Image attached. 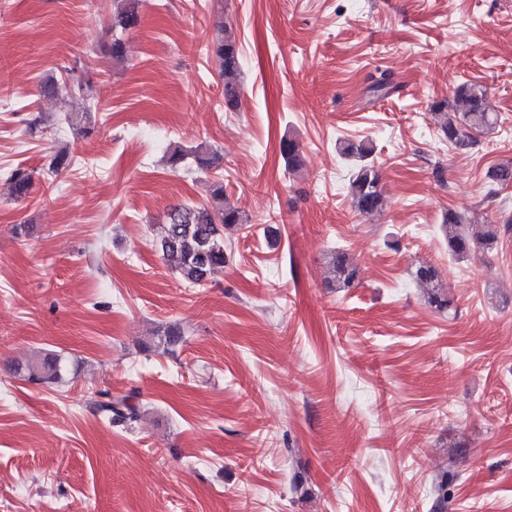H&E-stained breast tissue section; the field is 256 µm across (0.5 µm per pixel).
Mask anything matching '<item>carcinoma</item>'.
<instances>
[{"label":"carcinoma","instance_id":"cac0c4a2","mask_svg":"<svg viewBox=\"0 0 512 512\" xmlns=\"http://www.w3.org/2000/svg\"><path fill=\"white\" fill-rule=\"evenodd\" d=\"M141 0H118L113 15V25L123 30L139 25ZM214 50L220 65V77L224 85V107L235 110L241 97V60L236 32L220 22L217 24ZM369 91L376 95H387L393 91L391 74L382 71L371 76ZM430 118L438 135L454 148L467 150L476 143V136L490 131L497 123V116L486 105L485 92L467 82L459 85L454 98L434 103ZM279 149L294 173L303 166V160L296 139L288 137L280 141ZM374 147L369 141L358 144L346 142L340 147V154L353 161V170L348 182L351 207L360 215L370 217L383 207L381 177L370 160ZM192 159L199 170L212 165L209 148L203 144L187 150L175 147L167 152L166 163L177 170L187 159ZM13 194L22 198L29 194L33 182L25 171L16 169L11 173ZM213 198L221 201L218 207L179 204L171 207L168 220L158 245L165 264L180 278L192 285L207 281L212 274L224 267V230L243 223L241 210L228 202L224 196V183L212 184ZM441 230L448 244V250L455 257L462 258L476 247L490 249L503 234L512 231V218L500 224L466 222L462 216L450 211L443 216ZM333 279L330 287L349 288L358 277V266L341 249L329 255ZM414 281L426 289L427 301L438 311L450 307L448 296L443 291L437 269L422 263L412 272ZM31 379L42 383H56L61 380L59 359L46 355L25 365ZM98 413L110 424L131 427L140 418L139 405L135 394L112 396L105 392L95 401Z\"/></svg>","mask_w":512,"mask_h":512}]
</instances>
